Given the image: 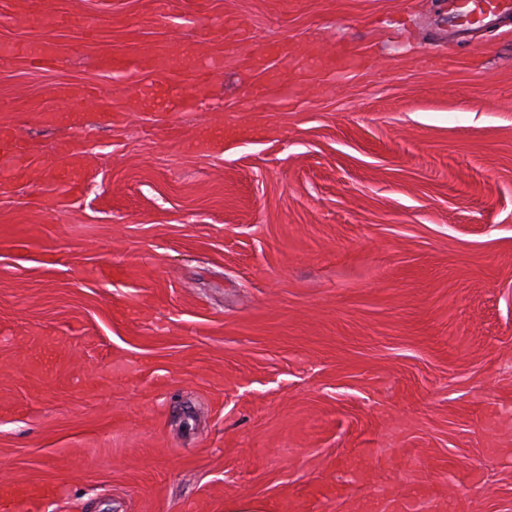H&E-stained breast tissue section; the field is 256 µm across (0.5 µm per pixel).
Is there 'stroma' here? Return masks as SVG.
I'll return each instance as SVG.
<instances>
[{"instance_id":"35a3bbf8","label":"stroma","mask_w":512,"mask_h":512,"mask_svg":"<svg viewBox=\"0 0 512 512\" xmlns=\"http://www.w3.org/2000/svg\"><path fill=\"white\" fill-rule=\"evenodd\" d=\"M447 17L0 0V499L512 512V21Z\"/></svg>"}]
</instances>
